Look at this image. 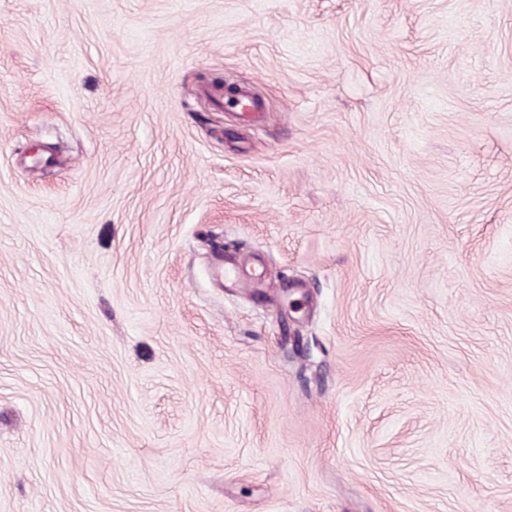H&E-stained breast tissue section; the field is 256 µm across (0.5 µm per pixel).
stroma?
Wrapping results in <instances>:
<instances>
[{"label":"stroma","instance_id":"stroma-1","mask_svg":"<svg viewBox=\"0 0 512 512\" xmlns=\"http://www.w3.org/2000/svg\"><path fill=\"white\" fill-rule=\"evenodd\" d=\"M0 512H512V0H0Z\"/></svg>","mask_w":512,"mask_h":512}]
</instances>
